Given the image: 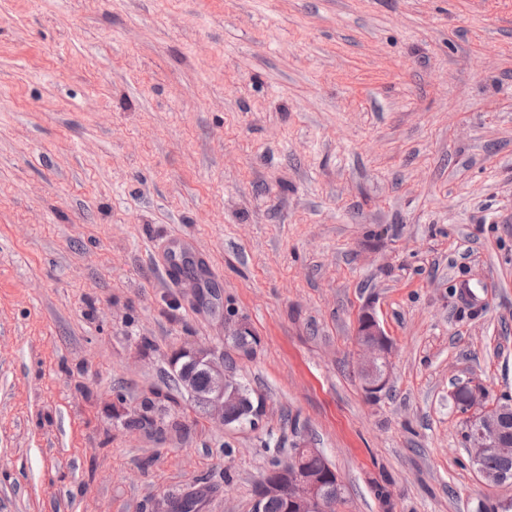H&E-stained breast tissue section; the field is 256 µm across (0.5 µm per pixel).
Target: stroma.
Masks as SVG:
<instances>
[{"label": "stroma", "mask_w": 512, "mask_h": 512, "mask_svg": "<svg viewBox=\"0 0 512 512\" xmlns=\"http://www.w3.org/2000/svg\"><path fill=\"white\" fill-rule=\"evenodd\" d=\"M178 241L207 279L167 278ZM229 320L257 427L126 429ZM468 380L512 403V0H0V512H252L299 441L340 512H474L512 487ZM355 336L356 345L367 354L359 366L362 387L366 396L374 399L389 383L394 344L375 309L369 306L358 319ZM243 329L242 323H235L232 326L228 325L227 344L233 350L244 351L247 355L251 354L254 350V345H257L258 340L250 329L245 334L237 336ZM458 389V387L455 388L450 396L456 410L465 421L463 442L465 448H468L472 463H478L481 457L487 453L512 456V444L506 439L505 431L502 429L503 427L506 430V435L512 439V412L501 414L499 421L501 410L497 407V404L487 403L486 392L480 393L478 391H473L465 405L459 407L455 401ZM477 467L488 478L497 477L512 483V457L506 458L488 454L481 459ZM478 473L482 479L485 478L484 473L479 471ZM506 481L499 484L510 483Z\"/></svg>", "instance_id": "35a3bbf8"}]
</instances>
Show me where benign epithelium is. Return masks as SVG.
<instances>
[{"label":"benign epithelium","instance_id":"1","mask_svg":"<svg viewBox=\"0 0 512 512\" xmlns=\"http://www.w3.org/2000/svg\"><path fill=\"white\" fill-rule=\"evenodd\" d=\"M355 336L356 345L366 354L359 366L362 387L366 396L374 399L389 383L394 344L375 309L369 306L358 319ZM191 355L208 373V390L202 395L206 411L222 422L226 408L242 399V391L232 373L224 370V359L217 357L215 351L193 349ZM456 410L465 421L463 442L472 462H479L487 453L512 456V443L506 439L499 421L500 409L487 403L486 393L472 392L465 405ZM311 457L320 459L319 468L308 467L306 461ZM332 472L319 450L301 443L286 462L271 469L252 512H263L264 501L269 499L284 501L287 512H335L336 501L324 490V482Z\"/></svg>","mask_w":512,"mask_h":512}]
</instances>
